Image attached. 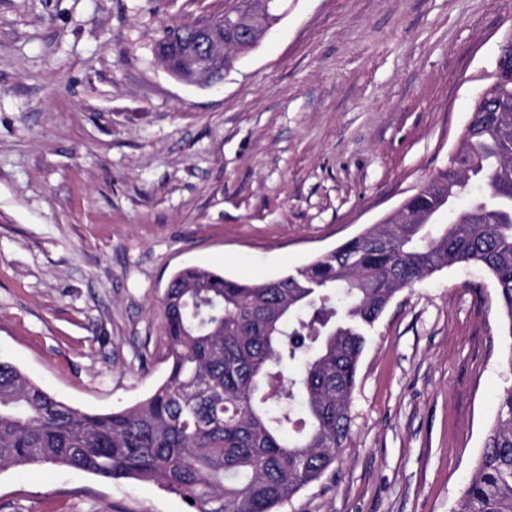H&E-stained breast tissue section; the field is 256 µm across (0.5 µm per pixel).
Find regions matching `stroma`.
I'll list each match as a JSON object with an SVG mask.
<instances>
[{
    "label": "stroma",
    "instance_id": "35a3bbf8",
    "mask_svg": "<svg viewBox=\"0 0 512 512\" xmlns=\"http://www.w3.org/2000/svg\"><path fill=\"white\" fill-rule=\"evenodd\" d=\"M232 0H0V361L77 408L168 376L161 300L187 265L297 273L444 169L512 0H286L215 87L165 31ZM493 277L399 291L368 333L351 434L278 512H453L512 387ZM0 512H188L151 481L0 472ZM195 24L168 30L155 46V53L158 58L161 61H167L169 70L182 81H188L189 76L183 67L178 48L196 41Z\"/></svg>",
    "mask_w": 512,
    "mask_h": 512
}]
</instances>
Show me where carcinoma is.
Instances as JSON below:
<instances>
[{"label":"carcinoma","mask_w":512,"mask_h":512,"mask_svg":"<svg viewBox=\"0 0 512 512\" xmlns=\"http://www.w3.org/2000/svg\"><path fill=\"white\" fill-rule=\"evenodd\" d=\"M280 0H233L224 70L258 46L246 23L280 20ZM170 29L155 53L189 80ZM505 112H475L450 166L299 275L243 282L186 266L163 304L169 374L143 402L106 414L65 404L0 362V470L63 465L112 481H154L191 512H276L336 461L366 333L393 296L457 263L497 284L512 338V83ZM467 195L451 226L438 218ZM454 512H512V388L499 400L475 473Z\"/></svg>","instance_id":"cac0c4a2"}]
</instances>
